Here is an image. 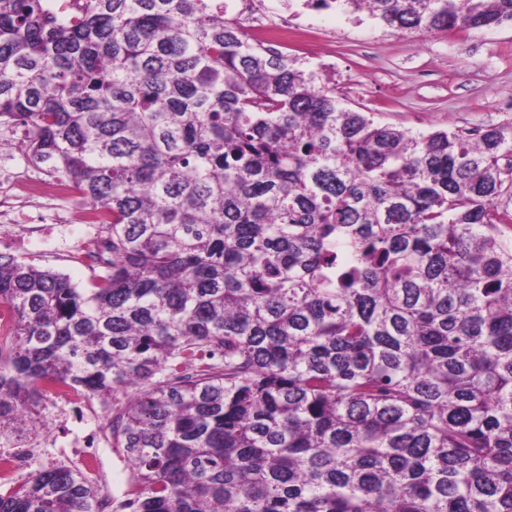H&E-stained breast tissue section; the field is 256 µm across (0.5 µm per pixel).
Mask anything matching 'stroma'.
<instances>
[{
    "instance_id": "1",
    "label": "stroma",
    "mask_w": 512,
    "mask_h": 512,
    "mask_svg": "<svg viewBox=\"0 0 512 512\" xmlns=\"http://www.w3.org/2000/svg\"><path fill=\"white\" fill-rule=\"evenodd\" d=\"M230 16L246 32L281 22L315 26L317 37L288 54L328 74L337 99L345 106L374 113L376 120L419 133L466 131L512 126V25L493 29L398 33L385 30L367 14L336 9L314 10L304 0H225ZM22 132L0 125V141L9 143L0 156V170L40 183L37 199L19 198L11 221H0V252L12 253V241L25 227L59 224L48 242L17 254L19 260L67 275L88 287L93 273L75 261L65 245L80 240L89 227L82 221L86 207L79 194L54 193V177L36 166L21 145ZM107 412L99 400L80 406L48 404L46 427L27 464L0 479V492L25 482L32 472L65 464L82 470L97 483L102 497L123 496L130 467L121 449L102 437L91 453L78 443L86 433H100Z\"/></svg>"
}]
</instances>
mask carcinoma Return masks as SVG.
<instances>
[{"mask_svg": "<svg viewBox=\"0 0 512 512\" xmlns=\"http://www.w3.org/2000/svg\"><path fill=\"white\" fill-rule=\"evenodd\" d=\"M393 32L512 0H305ZM100 213L94 276L0 253V446L106 403L130 512H512V133L342 106L224 0H0V125ZM508 163H502V160ZM67 465L0 512H97Z\"/></svg>", "mask_w": 512, "mask_h": 512, "instance_id": "1", "label": "carcinoma"}]
</instances>
